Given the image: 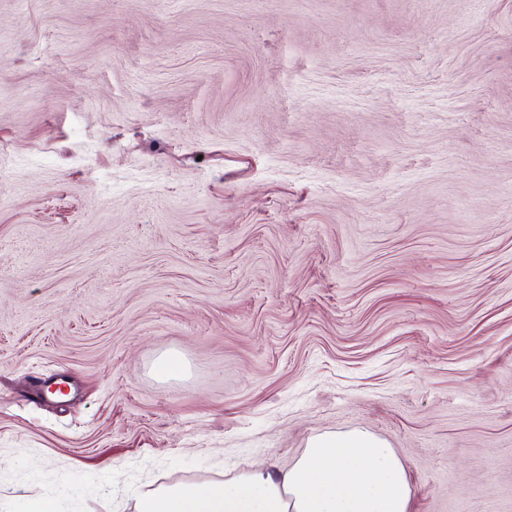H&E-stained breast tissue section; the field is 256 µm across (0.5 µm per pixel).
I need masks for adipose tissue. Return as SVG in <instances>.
Instances as JSON below:
<instances>
[{"instance_id":"obj_1","label":"adipose tissue","mask_w":512,"mask_h":512,"mask_svg":"<svg viewBox=\"0 0 512 512\" xmlns=\"http://www.w3.org/2000/svg\"><path fill=\"white\" fill-rule=\"evenodd\" d=\"M411 497L388 442L354 429L311 438L285 471L260 465L224 483L138 494L137 512H410Z\"/></svg>"}]
</instances>
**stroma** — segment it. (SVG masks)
I'll return each instance as SVG.
<instances>
[{
    "label": "stroma",
    "instance_id": "1",
    "mask_svg": "<svg viewBox=\"0 0 512 512\" xmlns=\"http://www.w3.org/2000/svg\"><path fill=\"white\" fill-rule=\"evenodd\" d=\"M352 428L512 512V0H0V512Z\"/></svg>",
    "mask_w": 512,
    "mask_h": 512
}]
</instances>
